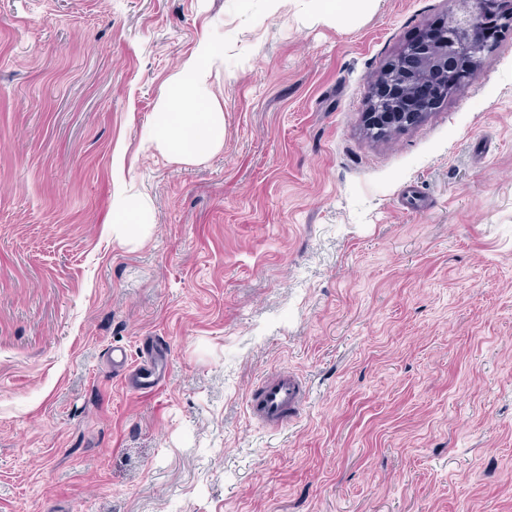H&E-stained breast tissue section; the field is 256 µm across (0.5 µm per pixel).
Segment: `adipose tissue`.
<instances>
[{
	"instance_id": "obj_1",
	"label": "adipose tissue",
	"mask_w": 512,
	"mask_h": 512,
	"mask_svg": "<svg viewBox=\"0 0 512 512\" xmlns=\"http://www.w3.org/2000/svg\"><path fill=\"white\" fill-rule=\"evenodd\" d=\"M222 57L219 41L201 39L159 95L146 138L172 160L201 163L224 147V109L212 81L213 65ZM108 222L115 239L135 245L150 233L151 211L144 198L121 197Z\"/></svg>"
}]
</instances>
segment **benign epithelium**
<instances>
[{
    "instance_id": "obj_1",
    "label": "benign epithelium",
    "mask_w": 512,
    "mask_h": 512,
    "mask_svg": "<svg viewBox=\"0 0 512 512\" xmlns=\"http://www.w3.org/2000/svg\"><path fill=\"white\" fill-rule=\"evenodd\" d=\"M462 8L448 14L438 41L406 46L374 81L367 130L373 136L412 127L447 96L452 78L488 62L482 30L489 22L486 0H460Z\"/></svg>"
}]
</instances>
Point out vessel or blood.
<instances>
[{
  "instance_id": "1",
  "label": "vessel or blood",
  "mask_w": 512,
  "mask_h": 512,
  "mask_svg": "<svg viewBox=\"0 0 512 512\" xmlns=\"http://www.w3.org/2000/svg\"><path fill=\"white\" fill-rule=\"evenodd\" d=\"M155 368L153 359L130 366L125 350L112 352V369L117 374L132 373L136 387H145ZM306 400L304 381L294 373L284 371L262 379L248 394L250 417L270 430L288 427L301 414Z\"/></svg>"
}]
</instances>
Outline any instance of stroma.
Wrapping results in <instances>:
<instances>
[{"label": "stroma", "mask_w": 512, "mask_h": 512, "mask_svg": "<svg viewBox=\"0 0 512 512\" xmlns=\"http://www.w3.org/2000/svg\"><path fill=\"white\" fill-rule=\"evenodd\" d=\"M457 6L0 0V512H512V30L419 124L364 127ZM212 33L224 147L179 163L144 132ZM282 370L311 398L271 434L246 399ZM315 14L325 21L352 22L378 0H311ZM107 224H112V236L122 243L135 245L142 242L152 227L151 211L143 198L129 196L117 198L112 204V215Z\"/></svg>", "instance_id": "1"}]
</instances>
